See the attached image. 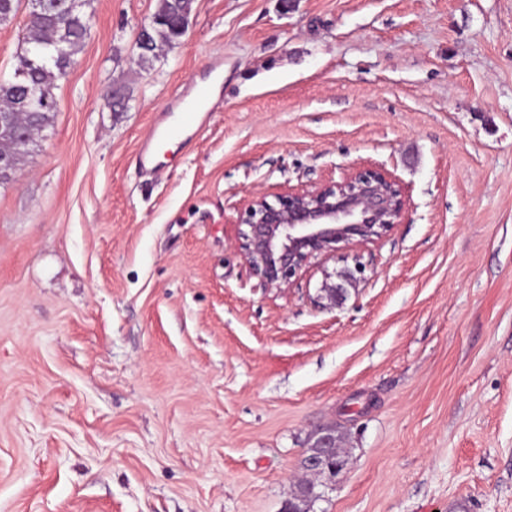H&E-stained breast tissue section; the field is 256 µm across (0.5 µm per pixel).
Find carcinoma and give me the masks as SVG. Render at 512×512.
Listing matches in <instances>:
<instances>
[{
  "label": "carcinoma",
  "instance_id": "cac0c4a2",
  "mask_svg": "<svg viewBox=\"0 0 512 512\" xmlns=\"http://www.w3.org/2000/svg\"><path fill=\"white\" fill-rule=\"evenodd\" d=\"M86 2L47 0L46 10L39 17L29 20L25 44L37 46L40 55L28 66L26 76H0V112L12 111L18 96L27 89L37 97L55 100L56 82L63 78L90 30V19L83 11ZM189 6L191 3L188 0H158L150 22L153 49L142 54L141 61H149L155 56V50L162 46H172L182 41L186 31L180 19L184 9ZM54 116L55 107L41 109L37 104L29 111L17 113L14 121L19 135L0 139V151H14L24 156L36 137L52 125Z\"/></svg>",
  "mask_w": 512,
  "mask_h": 512
}]
</instances>
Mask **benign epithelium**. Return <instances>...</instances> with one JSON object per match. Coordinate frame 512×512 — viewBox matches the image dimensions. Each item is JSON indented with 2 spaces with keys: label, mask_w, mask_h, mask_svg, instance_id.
<instances>
[{
  "label": "benign epithelium",
  "mask_w": 512,
  "mask_h": 512,
  "mask_svg": "<svg viewBox=\"0 0 512 512\" xmlns=\"http://www.w3.org/2000/svg\"><path fill=\"white\" fill-rule=\"evenodd\" d=\"M407 195L400 181L382 167H353L340 180L290 188L270 201L265 195L244 200L237 220L236 248L261 287L281 293L317 263L353 247H366L385 238L401 223ZM343 280L356 285L366 279L367 266L353 256ZM321 291L332 303L345 288L322 270ZM336 430L321 428L304 450L305 473L333 482L346 467ZM309 489L301 483L287 512H307Z\"/></svg>",
  "instance_id": "1"
}]
</instances>
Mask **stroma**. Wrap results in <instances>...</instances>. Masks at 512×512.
<instances>
[{
	"instance_id": "35a3bbf8",
	"label": "stroma",
	"mask_w": 512,
	"mask_h": 512,
	"mask_svg": "<svg viewBox=\"0 0 512 512\" xmlns=\"http://www.w3.org/2000/svg\"><path fill=\"white\" fill-rule=\"evenodd\" d=\"M156 3L90 0L0 184V512H284L323 427L349 463L311 512H512V0H193L143 65ZM28 21L0 23V76ZM217 67L214 112L142 174ZM349 166L409 190L366 280L326 306L337 256L260 288L243 200ZM209 94V89L205 87L196 89L192 96L183 94L169 102L157 115L152 137L144 140L139 148L141 164L146 171H153L155 168L153 164L154 141L161 140L163 137L167 138L172 134L181 135L187 126L194 123L196 112L193 111L201 107L203 100L207 99ZM179 109H181L180 114L175 116L174 113Z\"/></svg>"
}]
</instances>
